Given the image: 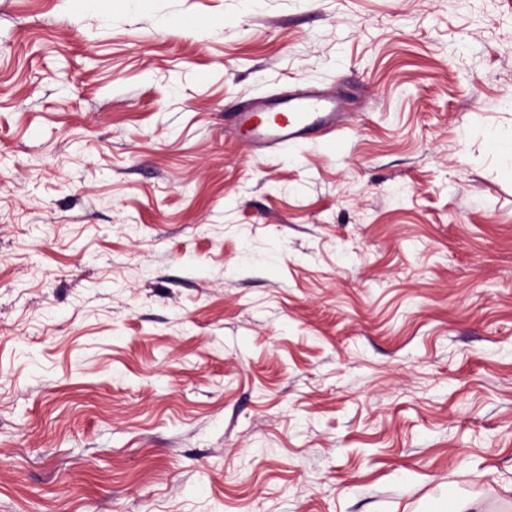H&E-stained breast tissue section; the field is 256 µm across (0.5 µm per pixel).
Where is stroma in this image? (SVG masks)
Masks as SVG:
<instances>
[{
  "label": "stroma",
  "mask_w": 512,
  "mask_h": 512,
  "mask_svg": "<svg viewBox=\"0 0 512 512\" xmlns=\"http://www.w3.org/2000/svg\"><path fill=\"white\" fill-rule=\"evenodd\" d=\"M494 132L512 0H0V512H512ZM279 103L289 113L283 115L281 122L272 125H252L255 114L267 110L264 100L255 101L235 112L236 126L247 128L252 149L275 151L305 142L318 128H323L325 134L340 128L337 118L343 111V101L329 90L317 86L288 90L279 95Z\"/></svg>",
  "instance_id": "stroma-1"
}]
</instances>
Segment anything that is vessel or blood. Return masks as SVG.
Here are the masks:
<instances>
[{"label": "vessel or blood", "instance_id": "b4317fda", "mask_svg": "<svg viewBox=\"0 0 512 512\" xmlns=\"http://www.w3.org/2000/svg\"><path fill=\"white\" fill-rule=\"evenodd\" d=\"M279 102L285 114L281 122L272 125L254 124L256 113L265 111V101H256L235 112L237 127L248 129L249 144L254 149L278 150L308 139L316 129L332 133L343 111V101L329 90L307 86L280 94Z\"/></svg>", "mask_w": 512, "mask_h": 512}]
</instances>
